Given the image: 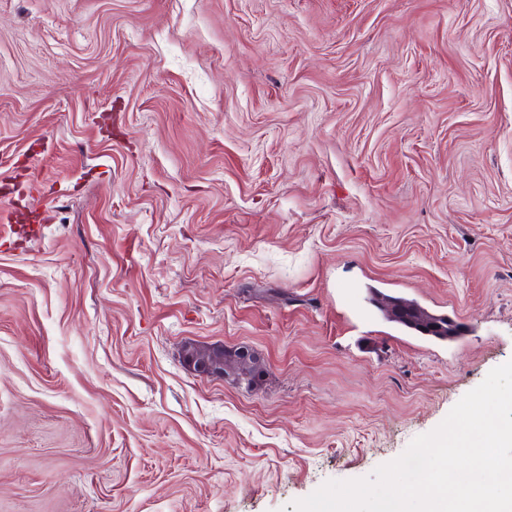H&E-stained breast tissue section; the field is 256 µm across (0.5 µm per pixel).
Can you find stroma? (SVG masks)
I'll return each instance as SVG.
<instances>
[{
    "label": "stroma",
    "instance_id": "obj_1",
    "mask_svg": "<svg viewBox=\"0 0 512 512\" xmlns=\"http://www.w3.org/2000/svg\"><path fill=\"white\" fill-rule=\"evenodd\" d=\"M509 361L512 0H0V512H294ZM231 356L230 351H225L223 346H212L199 348L188 346L184 350L186 363L197 375L205 377H224L228 376L227 364L221 362L222 354Z\"/></svg>",
    "mask_w": 512,
    "mask_h": 512
}]
</instances>
